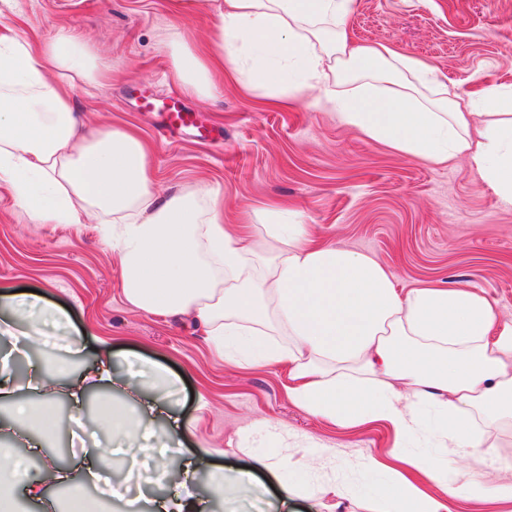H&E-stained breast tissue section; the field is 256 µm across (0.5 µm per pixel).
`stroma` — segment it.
I'll use <instances>...</instances> for the list:
<instances>
[{"mask_svg":"<svg viewBox=\"0 0 512 512\" xmlns=\"http://www.w3.org/2000/svg\"><path fill=\"white\" fill-rule=\"evenodd\" d=\"M213 8L212 0H202L183 17L171 12L168 0H0V28L35 40L64 25L111 59L113 79L78 88L74 104L92 124L142 134L152 146L159 191L217 189L225 223L249 220L258 238L264 210L288 204L324 242L376 259L397 288L465 286L512 317V206L466 162L413 159L365 138L335 113L308 103L275 108L232 80L217 98L185 99L223 128V140L201 145L157 132L138 96L178 89L160 42L175 31L202 34ZM345 27L352 43L390 44L448 77L463 96L512 87V0H352ZM23 288L69 311L84 344L81 354L59 353L70 370L89 364L101 340L112 344L116 373L131 362L142 370L138 394L106 387L101 399L156 435L176 428L180 452L166 459V467L179 469L190 455L207 459L189 480L144 486L136 512H153V499L187 488L204 512H224L215 478L242 468L253 473L237 491L242 512H379L377 488L387 475L370 469L368 460L392 449L442 455L449 472L478 485L512 482L503 461L512 456L511 422L487 434L485 447L462 456L427 432L406 442L385 422L344 428L316 418L289 399L285 365L225 361L192 324L130 307L97 224L33 223L1 184L0 294ZM156 368L172 384L157 383ZM274 449L288 457L293 494L283 495L276 477L256 462ZM336 483L348 492L345 502L318 493Z\"/></svg>","mask_w":512,"mask_h":512,"instance_id":"35a3bbf8","label":"stroma"}]
</instances>
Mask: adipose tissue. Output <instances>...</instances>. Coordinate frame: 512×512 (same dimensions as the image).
I'll list each match as a JSON object with an SVG mask.
<instances>
[{
  "instance_id": "adipose-tissue-1",
  "label": "adipose tissue",
  "mask_w": 512,
  "mask_h": 512,
  "mask_svg": "<svg viewBox=\"0 0 512 512\" xmlns=\"http://www.w3.org/2000/svg\"><path fill=\"white\" fill-rule=\"evenodd\" d=\"M350 3L221 0L204 45L179 37L161 51L191 96L213 98L231 78L274 105L315 104L410 157L436 165L466 159L512 205V88L465 99L433 68L388 44L351 45L343 24ZM111 70L93 46L63 29L36 45L0 34V184L32 221L94 217L131 307L191 317L235 363L287 364L290 399L313 415L345 427L384 421L411 438L430 409L432 434L460 450L484 444L475 418L489 428L512 419V318L470 288L399 291L374 258L321 242L299 213L268 209L264 235L273 250L265 258L247 225L225 223L219 191L159 194L144 140L89 125L73 103L76 88L101 85ZM424 84L429 93L421 92ZM47 317L58 327L70 323L63 309L8 297L0 334L45 350ZM9 371L1 359L0 402L12 410L0 427H23L38 449L56 430L57 392L79 417L91 389L111 384L112 348L99 345L90 367L62 383L32 374L35 410L17 403ZM95 428L122 445L144 435L139 419L108 404ZM98 467V455L87 450L65 466L46 460L34 475L26 458H0V473L10 478L0 512H19L23 500L54 512L46 495L52 485L76 488L70 512H98L96 500L78 490ZM389 473L384 512H449V497L480 492L449 480L446 460L432 455L401 456ZM424 477L449 481L448 496L424 491Z\"/></svg>"
}]
</instances>
